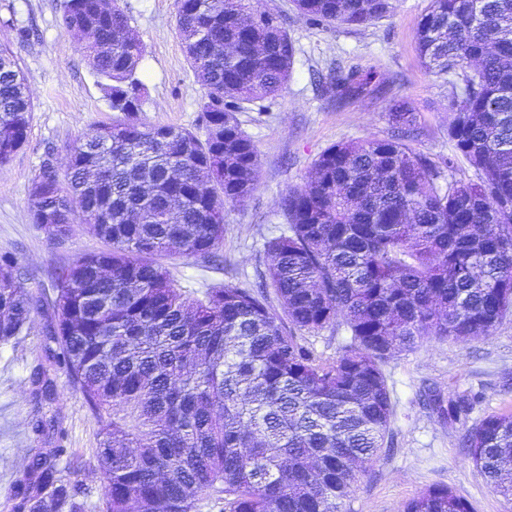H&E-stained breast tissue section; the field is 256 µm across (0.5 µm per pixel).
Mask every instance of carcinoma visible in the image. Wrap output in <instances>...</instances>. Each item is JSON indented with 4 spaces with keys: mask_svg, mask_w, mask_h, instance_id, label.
Masks as SVG:
<instances>
[{
    "mask_svg": "<svg viewBox=\"0 0 512 512\" xmlns=\"http://www.w3.org/2000/svg\"><path fill=\"white\" fill-rule=\"evenodd\" d=\"M315 26L365 28L392 0H290ZM176 26L198 83L205 134L137 118L145 51L128 16L101 0H66L62 21L94 33L89 65L124 121L85 133L64 178L46 161L31 181L32 222L58 240L96 217L105 251L57 268L54 299L19 282L0 255V344L37 313L100 427L101 512H341L359 472L389 450L392 402L383 366L427 336H487L512 312V0H428L416 30L419 62L452 83L448 137L476 177L443 188L442 171L410 146L418 113H388L384 138L339 142L279 200L288 233L267 243L254 289L226 284L196 298L159 259H213L224 209L257 184L254 143L238 112L288 82L295 46L280 10L260 0H176ZM339 98L369 93L368 71H338ZM32 102L15 55L0 48V165L27 140ZM275 297L281 313L273 312ZM342 319L349 333L331 365L294 330ZM32 393L50 401L43 367ZM492 489L512 501V413L490 415L461 440ZM62 445L33 448L11 489V512H83ZM403 512H472L448 487Z\"/></svg>",
    "mask_w": 512,
    "mask_h": 512,
    "instance_id": "obj_1",
    "label": "carcinoma"
}]
</instances>
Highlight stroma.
<instances>
[{"label": "stroma", "instance_id": "stroma-1", "mask_svg": "<svg viewBox=\"0 0 512 512\" xmlns=\"http://www.w3.org/2000/svg\"><path fill=\"white\" fill-rule=\"evenodd\" d=\"M118 4L145 45L138 70L146 88L139 119L201 131L205 91L176 30L175 0ZM265 5L288 14V34L296 47L291 75L286 89L263 108L237 115L257 150L258 186L243 204L227 208L219 262L194 257L167 262L176 284L191 292L227 283L255 287L267 271V242L287 230L278 207L281 194L306 181L327 147L386 137L396 97L408 99L418 112L413 148L435 164L452 161L446 180L474 176L448 138L451 116L444 104L451 88L429 75L417 58L415 28L427 0H394L389 18L357 30L311 26L293 12L289 0H265ZM62 13L63 0H0V47L15 53L33 105L25 145L0 166V254L18 257L22 286L44 299L54 296L59 266L107 244L79 222L64 241L51 240L30 216L31 179L47 160L65 173L75 142L120 118L88 64L83 38L64 26ZM351 66L374 71L375 91L357 100L329 98L323 91L329 75ZM50 323L49 316L36 315L28 335L0 345V512H9L10 489L23 476L27 450L59 441L77 465L71 480L80 488L86 512H99L102 504V489L91 477L100 428L82 394L51 358ZM39 364L59 394L49 406L31 395L29 377ZM385 374L393 404L391 450L359 474L343 512H402L409 500L435 486L451 488L474 512H512V502L491 489L460 446L474 421L512 413V314L487 336L424 338L395 353ZM430 389L445 401L471 399L468 417L455 420L434 409L426 400ZM36 420L45 422V431L32 430Z\"/></svg>", "mask_w": 512, "mask_h": 512}]
</instances>
